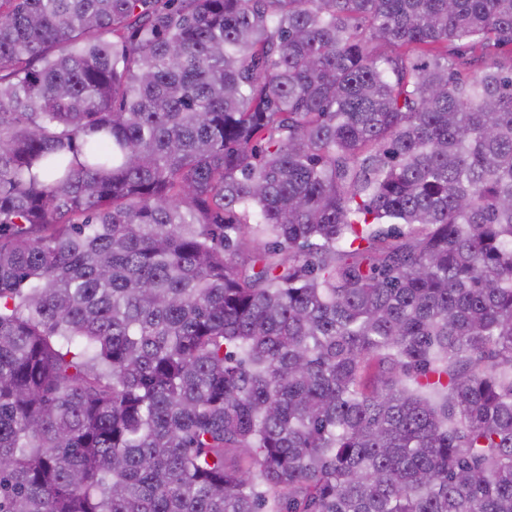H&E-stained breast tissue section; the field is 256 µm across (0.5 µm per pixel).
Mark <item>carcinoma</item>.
Returning a JSON list of instances; mask_svg holds the SVG:
<instances>
[{
  "label": "carcinoma",
  "mask_w": 512,
  "mask_h": 512,
  "mask_svg": "<svg viewBox=\"0 0 512 512\" xmlns=\"http://www.w3.org/2000/svg\"><path fill=\"white\" fill-rule=\"evenodd\" d=\"M504 43L512 0H0V512H512Z\"/></svg>",
  "instance_id": "carcinoma-1"
}]
</instances>
